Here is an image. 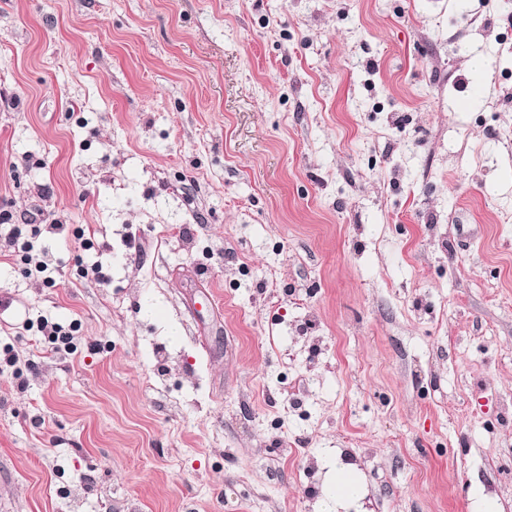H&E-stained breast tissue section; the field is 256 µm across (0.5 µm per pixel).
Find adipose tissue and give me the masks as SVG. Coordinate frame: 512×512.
I'll return each instance as SVG.
<instances>
[{
  "label": "adipose tissue",
  "instance_id": "adipose-tissue-1",
  "mask_svg": "<svg viewBox=\"0 0 512 512\" xmlns=\"http://www.w3.org/2000/svg\"><path fill=\"white\" fill-rule=\"evenodd\" d=\"M325 469L318 512H343L359 505L365 496V478L358 465L334 448L322 460Z\"/></svg>",
  "mask_w": 512,
  "mask_h": 512
}]
</instances>
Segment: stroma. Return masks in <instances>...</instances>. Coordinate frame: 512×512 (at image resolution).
I'll use <instances>...</instances> for the list:
<instances>
[{"label":"stroma","mask_w":512,"mask_h":512,"mask_svg":"<svg viewBox=\"0 0 512 512\" xmlns=\"http://www.w3.org/2000/svg\"><path fill=\"white\" fill-rule=\"evenodd\" d=\"M0 210V512H512V0H0ZM325 469L318 512H340L350 506H360L365 496V478L358 465L348 461L343 451L333 448L322 458Z\"/></svg>","instance_id":"obj_1"}]
</instances>
